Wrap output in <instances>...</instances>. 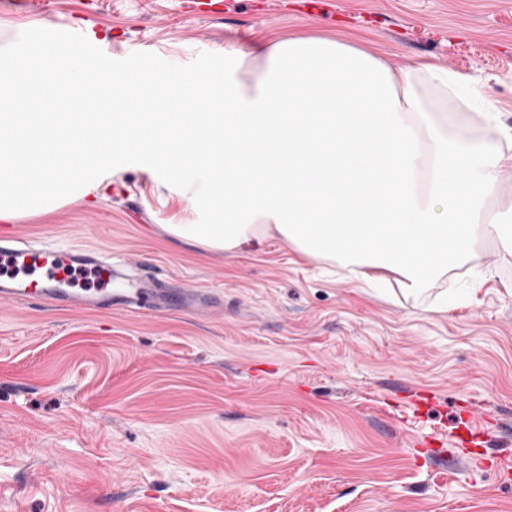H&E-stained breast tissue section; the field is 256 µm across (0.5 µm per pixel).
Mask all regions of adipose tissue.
Returning <instances> with one entry per match:
<instances>
[{
	"instance_id": "ef3b65f1",
	"label": "adipose tissue",
	"mask_w": 512,
	"mask_h": 512,
	"mask_svg": "<svg viewBox=\"0 0 512 512\" xmlns=\"http://www.w3.org/2000/svg\"><path fill=\"white\" fill-rule=\"evenodd\" d=\"M465 81L431 61L392 65L348 39L286 36L224 47L186 78L151 64L75 73L50 45L0 54V222L96 187L116 162L180 185L201 176L207 221L171 224L189 245L235 252L275 235L371 283L420 299L466 265L480 235L512 256V128L470 106L486 134L451 140L435 113Z\"/></svg>"
}]
</instances>
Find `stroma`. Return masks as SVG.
I'll list each match as a JSON object with an SVG mask.
<instances>
[{"label": "stroma", "instance_id": "stroma-1", "mask_svg": "<svg viewBox=\"0 0 512 512\" xmlns=\"http://www.w3.org/2000/svg\"><path fill=\"white\" fill-rule=\"evenodd\" d=\"M351 36L480 86L512 128V0H0V51L47 41L192 75L224 45ZM118 166L92 196L14 223L27 240L129 258L210 288L221 311L138 314L0 302V512H512V256L479 238L431 309L275 237L233 254L165 230L207 218L193 190ZM499 424L471 469L460 426Z\"/></svg>", "mask_w": 512, "mask_h": 512}]
</instances>
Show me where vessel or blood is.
<instances>
[{
	"mask_svg": "<svg viewBox=\"0 0 512 512\" xmlns=\"http://www.w3.org/2000/svg\"><path fill=\"white\" fill-rule=\"evenodd\" d=\"M0 237V300H37L62 309H100L150 314L159 310L213 308V292L173 290L140 276L115 287L120 271L95 250L17 246Z\"/></svg>",
	"mask_w": 512,
	"mask_h": 512,
	"instance_id": "vessel-or-blood-1",
	"label": "vessel or blood"
}]
</instances>
